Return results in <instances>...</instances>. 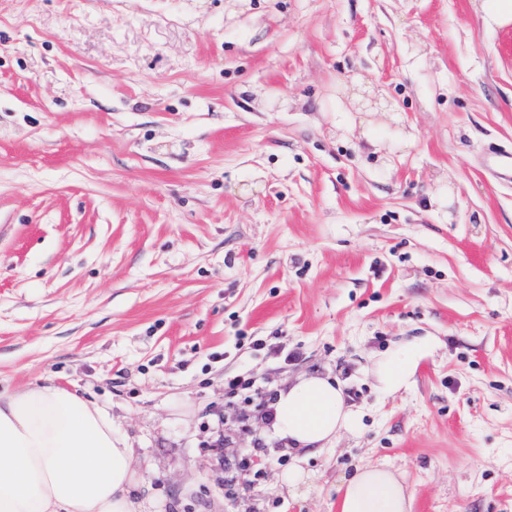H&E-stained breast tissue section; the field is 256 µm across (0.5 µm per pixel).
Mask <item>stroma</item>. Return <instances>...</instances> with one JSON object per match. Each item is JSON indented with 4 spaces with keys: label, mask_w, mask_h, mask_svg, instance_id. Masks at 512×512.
I'll return each mask as SVG.
<instances>
[{
    "label": "stroma",
    "mask_w": 512,
    "mask_h": 512,
    "mask_svg": "<svg viewBox=\"0 0 512 512\" xmlns=\"http://www.w3.org/2000/svg\"><path fill=\"white\" fill-rule=\"evenodd\" d=\"M481 4L0 0V383L108 410L143 512H339L368 463L412 512H512V184L483 165L512 24ZM309 376L357 431L226 498ZM433 348V341L420 337L399 346L375 364L381 389L388 394L409 389L419 362Z\"/></svg>",
    "instance_id": "stroma-1"
}]
</instances>
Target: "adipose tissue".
<instances>
[{
    "label": "adipose tissue",
    "instance_id": "1",
    "mask_svg": "<svg viewBox=\"0 0 512 512\" xmlns=\"http://www.w3.org/2000/svg\"><path fill=\"white\" fill-rule=\"evenodd\" d=\"M433 342L420 337L375 364L381 389H409ZM274 426L295 448L330 444L355 431L358 417L331 379L309 377L283 391ZM142 476L112 418L76 391L54 385L0 390V512H137L132 490ZM399 474L366 464L340 488V512H410Z\"/></svg>",
    "mask_w": 512,
    "mask_h": 512
}]
</instances>
